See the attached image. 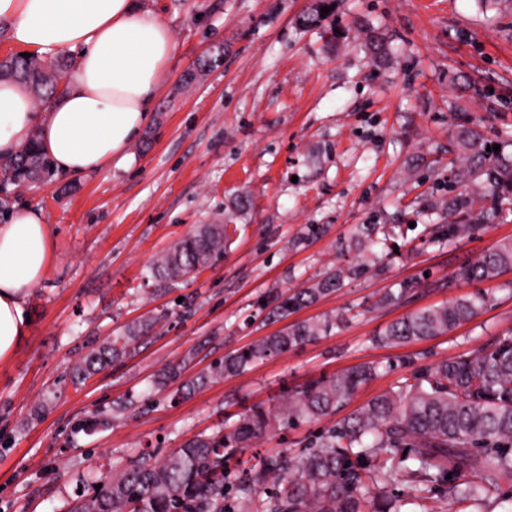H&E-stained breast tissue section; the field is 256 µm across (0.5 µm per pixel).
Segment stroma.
Wrapping results in <instances>:
<instances>
[{
  "label": "stroma",
  "mask_w": 512,
  "mask_h": 512,
  "mask_svg": "<svg viewBox=\"0 0 512 512\" xmlns=\"http://www.w3.org/2000/svg\"><path fill=\"white\" fill-rule=\"evenodd\" d=\"M170 29L150 120L122 166L17 189L11 209L40 210L53 258L29 298L31 328L0 363V512H62L83 485L145 452L167 455L246 409L276 408L286 391L364 363L385 365L346 412L419 366L474 353L512 331V269L494 300L450 333L404 347L371 338L391 322L470 294L444 282L505 238L512 214L459 248L428 242L432 209L448 197L452 134L512 133V7L488 0H141ZM382 34L385 63L365 48ZM236 224L222 258L194 277L148 268L199 224ZM394 229L397 253L293 314H345L330 335L211 381L177 389L219 357L277 332L261 302L365 260L358 228ZM415 283L408 299L381 298ZM157 318L152 335L96 375L69 371L126 326ZM177 379L158 383L168 366ZM137 396L135 406L117 403ZM109 428L81 430L96 413ZM336 416L270 431L240 455L249 467L300 448Z\"/></svg>",
  "instance_id": "obj_1"
}]
</instances>
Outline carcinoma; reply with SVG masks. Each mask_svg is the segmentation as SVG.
<instances>
[{"instance_id": "cac0c4a2", "label": "carcinoma", "mask_w": 512, "mask_h": 512, "mask_svg": "<svg viewBox=\"0 0 512 512\" xmlns=\"http://www.w3.org/2000/svg\"><path fill=\"white\" fill-rule=\"evenodd\" d=\"M65 62L60 57L11 56L0 60V80L26 84L36 104L49 108L58 94ZM457 156L450 161L455 194L435 208L440 224L430 244L443 250L490 224L506 219L512 201V137L497 140L500 151L477 128L455 132ZM51 161L33 137L16 153L0 157L5 184L44 181ZM236 229L201 224L150 268L161 280L191 276L224 254ZM512 268V239H503L465 263L455 281L482 283ZM365 262L330 268L304 288L276 295L270 315L283 319L361 277ZM493 300L477 290L447 304L425 308L390 323L373 337L380 346L400 347L447 334L476 318ZM156 319L126 327L124 334L91 350L72 367L84 380L124 356L131 343L152 333ZM343 317L291 324L278 333L214 361L199 383L240 375L256 363L327 335ZM380 375V365L360 364L309 381L277 410L253 407L224 428L198 435L159 458L145 453L90 486L66 512H229V478L241 512H400L405 501L430 499L437 485L448 496L481 507L512 489V333L493 338L476 352L419 367L365 406L319 433L304 447L286 450L236 473L229 462L271 428H290L333 415L357 390ZM451 478H446V475ZM402 480V493L393 483ZM273 490L261 497L267 484Z\"/></svg>"}]
</instances>
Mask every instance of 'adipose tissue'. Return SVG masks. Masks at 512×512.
<instances>
[{"label":"adipose tissue","mask_w":512,"mask_h":512,"mask_svg":"<svg viewBox=\"0 0 512 512\" xmlns=\"http://www.w3.org/2000/svg\"><path fill=\"white\" fill-rule=\"evenodd\" d=\"M0 21L22 48L77 52L67 87L39 112L24 85L0 82V153L38 135L55 170L81 175L124 161L150 119L173 51L168 27L137 0H0ZM52 259L40 211L24 208L0 222V362L30 325L28 300Z\"/></svg>","instance_id":"1"}]
</instances>
